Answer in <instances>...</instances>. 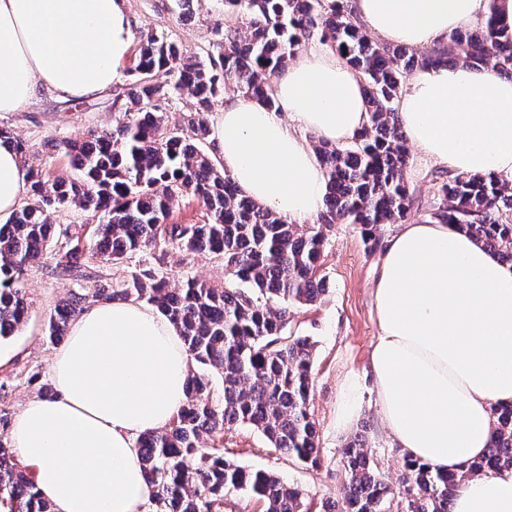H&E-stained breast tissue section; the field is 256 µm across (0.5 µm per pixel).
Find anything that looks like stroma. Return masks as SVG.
I'll list each match as a JSON object with an SVG mask.
<instances>
[{"label": "stroma", "mask_w": 512, "mask_h": 512, "mask_svg": "<svg viewBox=\"0 0 512 512\" xmlns=\"http://www.w3.org/2000/svg\"><path fill=\"white\" fill-rule=\"evenodd\" d=\"M124 4L133 35L148 29L168 32L191 55L214 41V25L225 19L224 0H202L195 18L188 21L180 19L177 0H124ZM112 118L111 92L71 102L43 89L25 111L1 112L0 126L10 127L24 138L35 166L54 177L71 172L64 141L92 128L110 126ZM326 236L322 272L328 289L315 305L294 308L287 326L288 331L309 336L314 343L310 406L320 432V465L306 467L275 452L249 425L237 424L224 433L228 459L249 469L275 473L297 486L310 512H319L325 500H342L340 450L355 433L364 432L374 458L390 478L400 475L404 458L380 423L374 385L365 374L371 344L378 334L372 284L380 254L367 248L352 225H333ZM48 266V260L41 259L29 267L24 280L29 319L21 332L0 342V408L13 415L26 400L40 395L49 381L56 346L46 335V318L73 288L69 280L51 275ZM158 272L176 284L195 277L220 287L226 280L220 261L208 255H188L173 246L164 247ZM352 381L359 384L360 410L350 428L341 430L336 426V407Z\"/></svg>", "instance_id": "stroma-1"}]
</instances>
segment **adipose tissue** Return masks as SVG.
Returning a JSON list of instances; mask_svg holds the SVG:
<instances>
[{
    "label": "adipose tissue",
    "mask_w": 512,
    "mask_h": 512,
    "mask_svg": "<svg viewBox=\"0 0 512 512\" xmlns=\"http://www.w3.org/2000/svg\"><path fill=\"white\" fill-rule=\"evenodd\" d=\"M488 0H356L367 30L424 50L480 24ZM132 33L124 0H0V112L39 89L64 100L114 82ZM428 162L512 182V79L468 66L415 70L397 103ZM368 123L359 76L313 48L278 76L275 104L228 93L210 150L240 190L291 224L324 208L314 140L350 142ZM26 170L0 142V214L23 202ZM378 334L367 374L392 443L443 472L486 455L493 409L512 404V266L454 224H402L373 284ZM53 397L29 400L10 446L56 512H143L152 495L137 437L186 401L189 353L177 328L133 300L98 301L70 325L51 364ZM452 512H512V468L459 484Z\"/></svg>",
    "instance_id": "1"
}]
</instances>
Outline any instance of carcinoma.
I'll use <instances>...</instances> for the list:
<instances>
[{"mask_svg": "<svg viewBox=\"0 0 512 512\" xmlns=\"http://www.w3.org/2000/svg\"><path fill=\"white\" fill-rule=\"evenodd\" d=\"M242 24L218 23L205 57H189L162 30L140 36L130 79L113 93L112 127L67 140L73 174L42 178L28 169L29 198L0 224V341L27 322L22 287L28 267L44 255L56 276L84 281L55 307L47 322L59 341L88 305L133 299L155 307L179 329L193 360L216 371L187 379V400L169 427L138 441V463L152 487L150 512H227L244 491L263 512H308L304 493L280 477L224 458V427L249 424L269 447L304 465L319 464V436L309 406L314 342L286 334L288 308L312 305L327 290L321 273L325 229L351 224L369 249L383 224H456L512 266V186L491 175L431 173L434 200L423 205L408 181L407 138L397 101L406 79L424 66L462 62L512 75V26L488 0L481 24L452 33L418 54L381 44L357 21L352 0H224ZM317 41L346 59L363 84L369 116L348 144L316 147L326 175L324 210L309 225L290 224L243 195L221 164L201 149L209 136L212 100L227 90L274 105L275 78L306 45ZM165 72L169 82L156 75ZM181 104L172 123L169 103ZM0 140L27 158L12 130ZM185 195L204 207L197 224H167ZM80 210L96 219L90 238L55 213ZM161 244L186 254L206 252L224 263L222 288L188 278L177 286L134 261ZM496 433L489 454L442 474L407 458L398 486L354 437L342 448L347 512H451L454 488L512 466V405L493 409ZM0 507L6 512H55L34 477L14 462L0 440Z\"/></svg>", "mask_w": 512, "mask_h": 512, "instance_id": "obj_1", "label": "carcinoma"}]
</instances>
